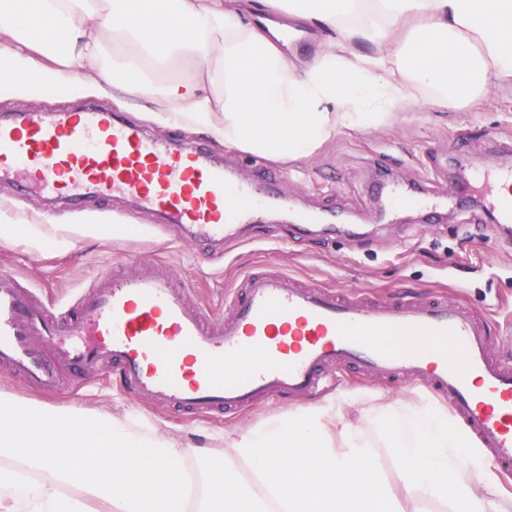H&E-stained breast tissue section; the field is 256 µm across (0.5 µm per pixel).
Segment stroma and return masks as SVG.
Returning a JSON list of instances; mask_svg holds the SVG:
<instances>
[{"label": "stroma", "instance_id": "35a3bbf8", "mask_svg": "<svg viewBox=\"0 0 512 512\" xmlns=\"http://www.w3.org/2000/svg\"><path fill=\"white\" fill-rule=\"evenodd\" d=\"M111 105L108 94L82 96L53 87H33L13 98H0V114L30 104L46 113L88 103ZM125 117L146 123L158 137L201 143L216 156L235 157L242 177L251 176L262 156L234 151L212 136L179 125L147 121L134 107ZM267 163V162H264ZM512 165V88L484 93L472 104L452 111L422 105L399 111L379 128L344 129L316 153L288 163L269 162L275 187L291 208L308 215L335 210L338 230L312 234L280 223L279 213L245 228L243 240H228L220 257L200 255L196 247L176 240L158 227L157 219L125 202L113 204V221L136 225V234L108 236L71 223L45 195L20 193L12 180L0 178V225L18 235L0 247V272L17 275L55 310L69 308L79 292L104 269L121 272L125 259L166 264L191 301L210 315L224 312L227 288L242 274L275 267L303 280L343 290H359L383 299L407 293L424 296L436 290L476 310L490 312L488 338L496 352L512 359V234L499 232L478 190L486 170ZM420 188L423 196L445 205L441 223L430 225L420 209L401 198L378 200L377 180ZM362 390L395 402L418 394L400 382L386 385L352 370L334 374L328 394ZM32 405H81L103 411L135 426L150 428L194 445L220 447V435L255 426L298 406L283 396L241 414L206 421H187L166 408L131 395L109 373L90 378L68 373L57 393L26 390L20 380L0 369V393Z\"/></svg>", "mask_w": 512, "mask_h": 512}]
</instances>
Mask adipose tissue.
<instances>
[{
    "instance_id": "adipose-tissue-1",
    "label": "adipose tissue",
    "mask_w": 512,
    "mask_h": 512,
    "mask_svg": "<svg viewBox=\"0 0 512 512\" xmlns=\"http://www.w3.org/2000/svg\"><path fill=\"white\" fill-rule=\"evenodd\" d=\"M254 0H0V98L29 84L124 89L160 124L184 123L274 161L342 129L378 127L429 87L441 110L512 85V0H288L316 25L296 65L254 26ZM186 25L167 33L169 18ZM193 78L176 77L184 64ZM332 396L209 452L78 405L0 393V512H512L447 407ZM418 423L413 436L401 416ZM379 441H371L368 428ZM394 461L384 470L381 455Z\"/></svg>"
}]
</instances>
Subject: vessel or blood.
I'll return each instance as SVG.
<instances>
[{"label":"vessel or blood","mask_w":512,"mask_h":512,"mask_svg":"<svg viewBox=\"0 0 512 512\" xmlns=\"http://www.w3.org/2000/svg\"><path fill=\"white\" fill-rule=\"evenodd\" d=\"M0 176L76 206L134 199L205 249L288 209L263 166L238 180L204 146L153 138L102 108L53 121L28 109L0 121ZM488 192L499 223L511 224L512 192L495 183ZM402 336L427 342L406 347ZM450 344L457 355H448ZM243 354L254 362L228 368ZM112 365L140 399L200 417L312 394L345 368L415 383L448 402L491 464L512 466V360L492 352L484 313L444 298L378 301L256 270L237 282L223 315L209 316L171 271L129 259L123 272L101 273L60 318L18 277L0 273V368L55 392L63 371Z\"/></svg>","instance_id":"b4317fda"}]
</instances>
